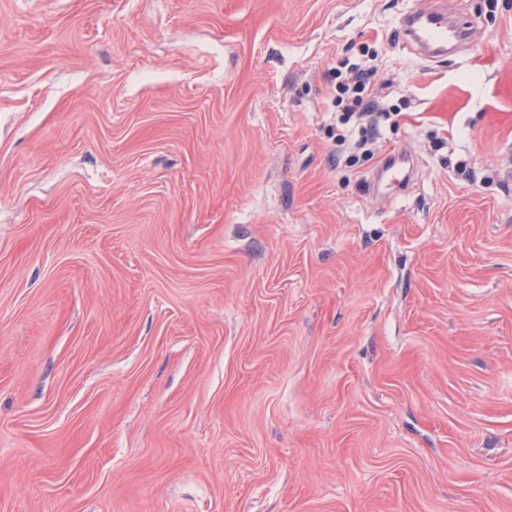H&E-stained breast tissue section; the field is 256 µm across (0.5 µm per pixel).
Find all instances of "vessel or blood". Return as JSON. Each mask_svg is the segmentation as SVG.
<instances>
[{
	"instance_id": "b4317fda",
	"label": "vessel or blood",
	"mask_w": 512,
	"mask_h": 512,
	"mask_svg": "<svg viewBox=\"0 0 512 512\" xmlns=\"http://www.w3.org/2000/svg\"><path fill=\"white\" fill-rule=\"evenodd\" d=\"M399 35L418 55L431 60L467 44L472 23L460 18L454 0H429L402 17Z\"/></svg>"
}]
</instances>
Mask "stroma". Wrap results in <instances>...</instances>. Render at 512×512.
I'll return each instance as SVG.
<instances>
[{"mask_svg":"<svg viewBox=\"0 0 512 512\" xmlns=\"http://www.w3.org/2000/svg\"><path fill=\"white\" fill-rule=\"evenodd\" d=\"M421 2L0 0V512H512V0ZM399 35L418 55L432 60L467 44L472 23L460 18L455 2L435 0L407 12L401 18ZM372 71L370 69H354L353 73L336 84V107L341 106L344 102V113L340 115L339 122L345 127L346 134H338L341 141H346L351 135V131L355 126H361L360 137L354 142L356 145L363 146L367 143L368 127L361 124L363 116L376 114L377 118L382 115L387 116L385 111H377L378 101L368 93L371 84ZM350 102V103H348Z\"/></svg>","mask_w":512,"mask_h":512,"instance_id":"35a3bbf8","label":"stroma"}]
</instances>
